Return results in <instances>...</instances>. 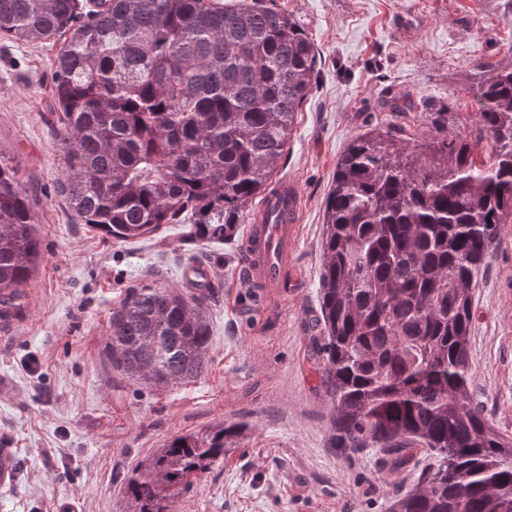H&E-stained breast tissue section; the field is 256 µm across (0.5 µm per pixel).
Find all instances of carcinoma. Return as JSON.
<instances>
[{"label": "carcinoma", "mask_w": 512, "mask_h": 512, "mask_svg": "<svg viewBox=\"0 0 512 512\" xmlns=\"http://www.w3.org/2000/svg\"><path fill=\"white\" fill-rule=\"evenodd\" d=\"M0 0V36L70 33L54 61L59 183L75 216L118 241L163 224L231 238L286 151L316 73L314 45L265 0ZM476 134L448 113L413 144L356 136L324 205L321 335L311 359L332 400L333 440L391 469L433 458L390 512H512V440L468 403L472 285L512 223V61L478 65ZM40 259L18 171L0 160V306H21ZM205 294L146 284L112 311L107 358L165 388L208 371ZM220 423L172 437L125 486V512L174 499L240 444Z\"/></svg>", "instance_id": "obj_1"}]
</instances>
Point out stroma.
I'll return each instance as SVG.
<instances>
[{
	"instance_id": "obj_1",
	"label": "stroma",
	"mask_w": 512,
	"mask_h": 512,
	"mask_svg": "<svg viewBox=\"0 0 512 512\" xmlns=\"http://www.w3.org/2000/svg\"><path fill=\"white\" fill-rule=\"evenodd\" d=\"M504 0H273L318 53L315 83L275 175L296 183L301 236L272 309L244 287L239 240L194 242L188 224L117 241L81 224L58 192L53 62L63 43L0 40V156L12 161L42 258L23 306L0 326V448L16 451L0 512H122L136 466L171 437L219 422L247 430L222 464L196 479L174 512H389L417 483L375 451L332 440V406L309 359L320 312L324 203L349 142L372 129L410 142L448 112L467 131L477 66L512 59ZM412 101L392 112L385 99ZM209 269L213 347L207 374L150 388L105 355L109 318L128 289L195 288ZM470 402L512 436V224L503 225L473 288Z\"/></svg>"
}]
</instances>
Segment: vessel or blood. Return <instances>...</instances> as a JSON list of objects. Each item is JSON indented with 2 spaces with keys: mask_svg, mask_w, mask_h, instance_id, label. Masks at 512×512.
Masks as SVG:
<instances>
[{
  "mask_svg": "<svg viewBox=\"0 0 512 512\" xmlns=\"http://www.w3.org/2000/svg\"><path fill=\"white\" fill-rule=\"evenodd\" d=\"M300 196L295 186L282 180L266 190L251 214L240 249L247 287L279 298L288 286L289 256L299 233Z\"/></svg>",
  "mask_w": 512,
  "mask_h": 512,
  "instance_id": "obj_1",
  "label": "vessel or blood"
}]
</instances>
